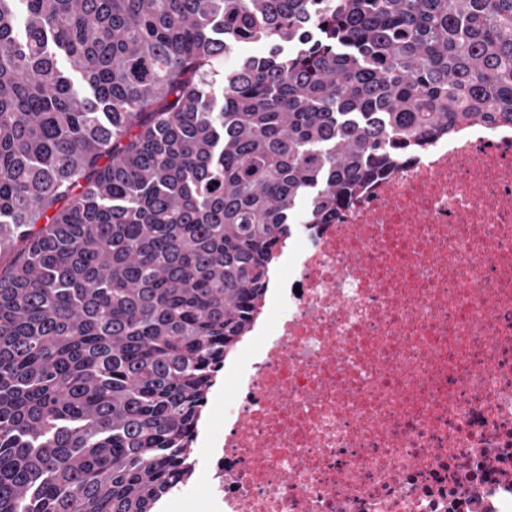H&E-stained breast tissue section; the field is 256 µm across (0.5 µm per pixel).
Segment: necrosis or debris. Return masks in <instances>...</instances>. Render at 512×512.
<instances>
[{
  "instance_id": "obj_1",
  "label": "necrosis or debris",
  "mask_w": 512,
  "mask_h": 512,
  "mask_svg": "<svg viewBox=\"0 0 512 512\" xmlns=\"http://www.w3.org/2000/svg\"><path fill=\"white\" fill-rule=\"evenodd\" d=\"M191 474L207 512H512V128L300 225Z\"/></svg>"
}]
</instances>
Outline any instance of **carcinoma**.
Instances as JSON below:
<instances>
[{
	"label": "carcinoma",
	"instance_id": "obj_1",
	"mask_svg": "<svg viewBox=\"0 0 512 512\" xmlns=\"http://www.w3.org/2000/svg\"><path fill=\"white\" fill-rule=\"evenodd\" d=\"M475 122L512 0H0V512H156L296 213Z\"/></svg>",
	"mask_w": 512,
	"mask_h": 512
}]
</instances>
